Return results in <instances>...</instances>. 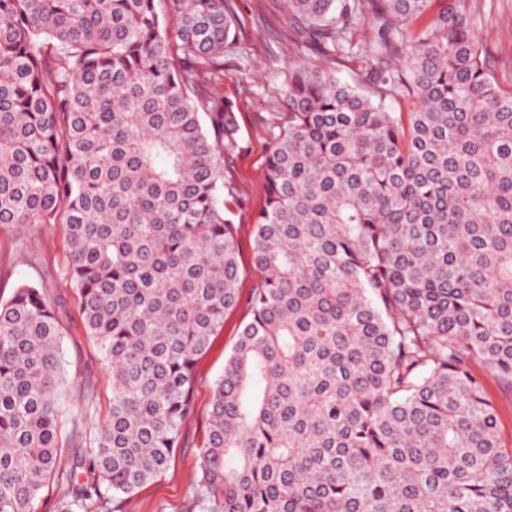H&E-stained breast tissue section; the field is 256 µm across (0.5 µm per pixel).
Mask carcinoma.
Segmentation results:
<instances>
[{
  "label": "carcinoma",
  "mask_w": 512,
  "mask_h": 512,
  "mask_svg": "<svg viewBox=\"0 0 512 512\" xmlns=\"http://www.w3.org/2000/svg\"><path fill=\"white\" fill-rule=\"evenodd\" d=\"M288 15L333 64L368 21L377 94L298 65L269 124L263 277L212 386L201 512H512V444L472 370L512 387V62L471 0ZM236 21L234 0H0V224L63 226L112 380L55 512H120L166 471L239 303L237 107L215 88ZM59 307L42 282L0 301V512L59 477Z\"/></svg>",
  "instance_id": "carcinoma-1"
}]
</instances>
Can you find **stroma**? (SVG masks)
<instances>
[{"label": "stroma", "mask_w": 512, "mask_h": 512, "mask_svg": "<svg viewBox=\"0 0 512 512\" xmlns=\"http://www.w3.org/2000/svg\"><path fill=\"white\" fill-rule=\"evenodd\" d=\"M485 19L480 32L496 56L512 61V0H479ZM235 42L224 54L217 90L236 104L241 149L224 166V179L237 202L234 222L240 243V302L224 315V328L198 367L193 408L182 427L181 443L162 476L132 494L123 512H198L194 506L199 446L209 417L212 382L222 375L242 327L250 320L249 296L260 274L253 265L255 214L265 203L264 168L271 147L267 120L281 111L291 67L318 63L311 50L288 39L287 0H236ZM372 31L355 25L348 55L336 65L339 80L367 86L365 61ZM68 246L60 225L0 224V300L23 281L39 278L61 301L60 320L68 386L65 403L71 422L95 429L107 418L112 382L95 344L81 330L78 296L61 271Z\"/></svg>", "instance_id": "1"}]
</instances>
